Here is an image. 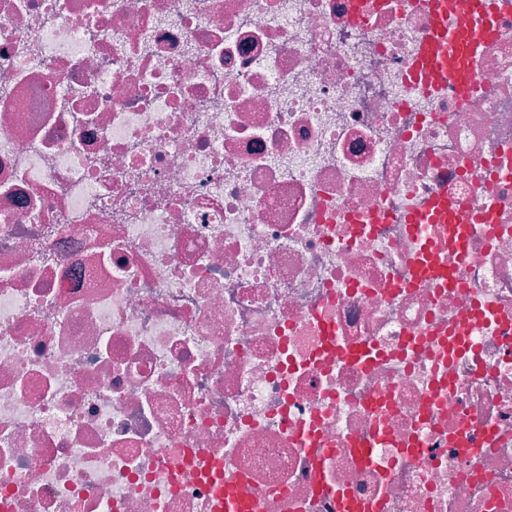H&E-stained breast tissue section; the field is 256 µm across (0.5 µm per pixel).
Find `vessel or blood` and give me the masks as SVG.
Wrapping results in <instances>:
<instances>
[{"instance_id":"obj_1","label":"vessel or blood","mask_w":512,"mask_h":512,"mask_svg":"<svg viewBox=\"0 0 512 512\" xmlns=\"http://www.w3.org/2000/svg\"><path fill=\"white\" fill-rule=\"evenodd\" d=\"M495 33L493 21L481 16L477 5L460 8L458 0H438L433 23L421 51L425 72L438 83L467 86L475 41H488Z\"/></svg>"}]
</instances>
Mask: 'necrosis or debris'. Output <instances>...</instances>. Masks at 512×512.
I'll list each match as a JSON object with an SVG mask.
<instances>
[{
  "label": "necrosis or debris",
  "instance_id": "4bbe7bcc",
  "mask_svg": "<svg viewBox=\"0 0 512 512\" xmlns=\"http://www.w3.org/2000/svg\"><path fill=\"white\" fill-rule=\"evenodd\" d=\"M485 9L463 93L432 0H0V512H512Z\"/></svg>",
  "mask_w": 512,
  "mask_h": 512
}]
</instances>
